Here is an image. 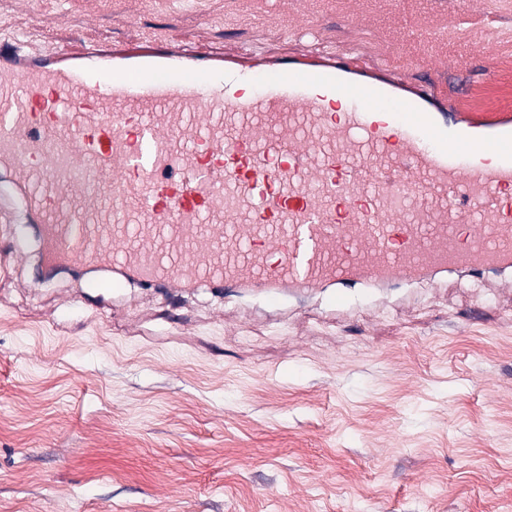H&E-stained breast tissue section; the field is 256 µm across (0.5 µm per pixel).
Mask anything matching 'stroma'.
I'll list each match as a JSON object with an SVG mask.
<instances>
[{"label":"stroma","instance_id":"1","mask_svg":"<svg viewBox=\"0 0 512 512\" xmlns=\"http://www.w3.org/2000/svg\"><path fill=\"white\" fill-rule=\"evenodd\" d=\"M291 15L295 29L281 18ZM169 36L205 59L342 52L438 85L448 107L512 99V0H0V44ZM43 268L0 199V512H512V290L454 273L272 306L256 294Z\"/></svg>","mask_w":512,"mask_h":512}]
</instances>
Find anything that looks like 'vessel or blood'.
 I'll return each instance as SVG.
<instances>
[{
    "instance_id": "vessel-or-blood-1",
    "label": "vessel or blood",
    "mask_w": 512,
    "mask_h": 512,
    "mask_svg": "<svg viewBox=\"0 0 512 512\" xmlns=\"http://www.w3.org/2000/svg\"><path fill=\"white\" fill-rule=\"evenodd\" d=\"M0 166L42 260L144 285L324 289L512 272V115L347 58L175 41L0 49Z\"/></svg>"
}]
</instances>
